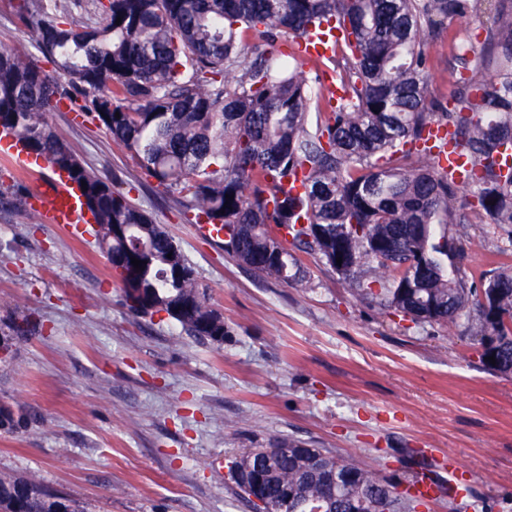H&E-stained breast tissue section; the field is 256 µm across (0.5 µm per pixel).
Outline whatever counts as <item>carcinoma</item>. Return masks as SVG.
Segmentation results:
<instances>
[{"label": "carcinoma", "mask_w": 512, "mask_h": 512, "mask_svg": "<svg viewBox=\"0 0 512 512\" xmlns=\"http://www.w3.org/2000/svg\"><path fill=\"white\" fill-rule=\"evenodd\" d=\"M487 55L464 66L463 89L427 105L425 36L469 0H17L36 49L54 66L0 49V131L80 189L98 248L135 314L165 313L187 335L224 343V314L172 236L88 168L48 123L69 110L104 129L224 252L258 276L306 288L297 253L341 254L354 293L416 324L464 320L480 362L512 374V270L468 285L455 226L463 209L512 225V0H493ZM121 23H116V20ZM339 31L336 84L307 77L298 39ZM65 79L68 89H59ZM471 164L465 188L442 165L437 127ZM87 190H82V183ZM144 262L136 269L131 259ZM19 342L36 325L9 310ZM495 356L496 364L488 357ZM251 448L234 465L259 474L270 512H416L354 458L295 439ZM0 512H89L29 476L0 472Z\"/></svg>", "instance_id": "carcinoma-1"}]
</instances>
